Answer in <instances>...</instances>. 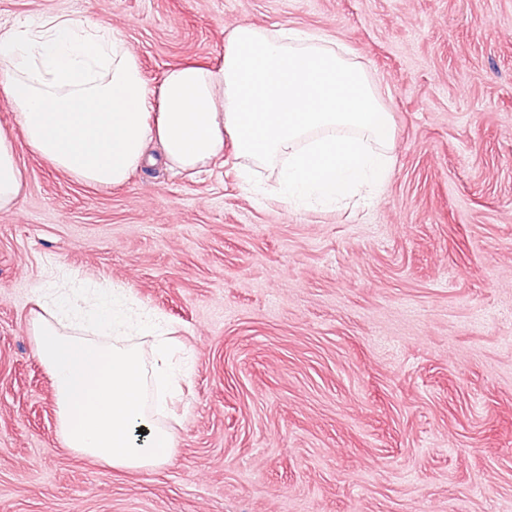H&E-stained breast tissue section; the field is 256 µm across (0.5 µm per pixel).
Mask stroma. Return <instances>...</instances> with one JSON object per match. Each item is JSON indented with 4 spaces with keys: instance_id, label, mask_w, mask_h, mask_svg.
Listing matches in <instances>:
<instances>
[{
    "instance_id": "obj_1",
    "label": "stroma",
    "mask_w": 512,
    "mask_h": 512,
    "mask_svg": "<svg viewBox=\"0 0 512 512\" xmlns=\"http://www.w3.org/2000/svg\"><path fill=\"white\" fill-rule=\"evenodd\" d=\"M102 21L148 85L249 23L353 50L395 125L369 202L291 209L225 153L96 188L26 149L0 211V512H512V0H0ZM61 270L128 289L191 373L171 460L58 434L26 325Z\"/></svg>"
}]
</instances>
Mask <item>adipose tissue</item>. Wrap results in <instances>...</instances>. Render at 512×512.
I'll list each match as a JSON object with an SVG mask.
<instances>
[{"mask_svg": "<svg viewBox=\"0 0 512 512\" xmlns=\"http://www.w3.org/2000/svg\"><path fill=\"white\" fill-rule=\"evenodd\" d=\"M0 96L14 130L0 128V211L21 194L16 143L91 187L126 183L151 149L196 175L225 147L276 168L290 207L376 197L392 172V117L352 51L315 31L237 26L216 63L169 67L155 87L109 25L68 12L43 14L0 32ZM27 323L56 395L67 448L102 465L150 470L174 448L157 424L179 393L185 368L170 364L166 320L119 287L52 278L35 290ZM148 336L145 368L132 339Z\"/></svg>", "mask_w": 512, "mask_h": 512, "instance_id": "1", "label": "adipose tissue"}]
</instances>
